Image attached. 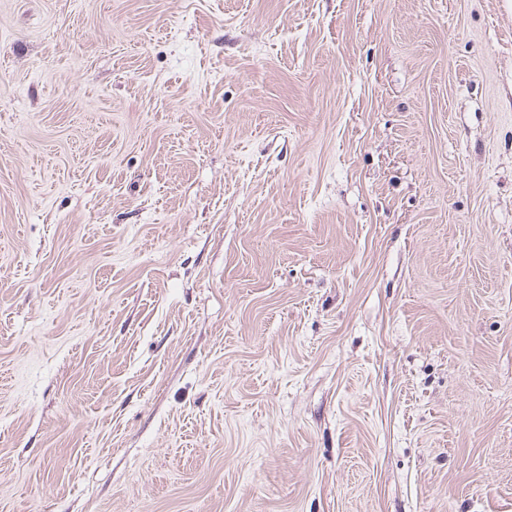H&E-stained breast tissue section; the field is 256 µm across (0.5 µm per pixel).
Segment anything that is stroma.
<instances>
[{
    "label": "stroma",
    "mask_w": 512,
    "mask_h": 512,
    "mask_svg": "<svg viewBox=\"0 0 512 512\" xmlns=\"http://www.w3.org/2000/svg\"><path fill=\"white\" fill-rule=\"evenodd\" d=\"M0 512H512V0H0Z\"/></svg>",
    "instance_id": "1"
}]
</instances>
